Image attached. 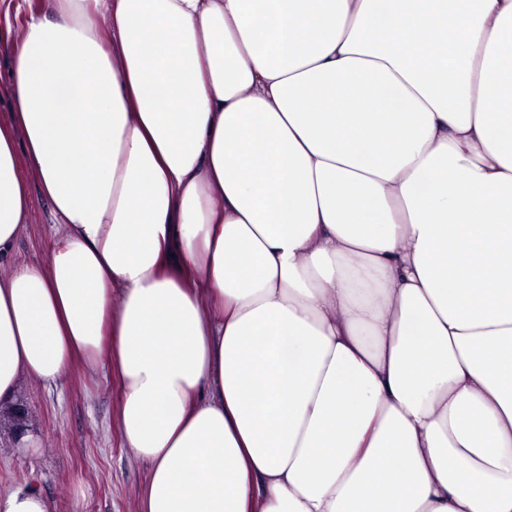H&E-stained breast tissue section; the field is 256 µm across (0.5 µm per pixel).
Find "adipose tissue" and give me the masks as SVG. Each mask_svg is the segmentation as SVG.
Segmentation results:
<instances>
[{
  "label": "adipose tissue",
  "instance_id": "adipose-tissue-1",
  "mask_svg": "<svg viewBox=\"0 0 512 512\" xmlns=\"http://www.w3.org/2000/svg\"><path fill=\"white\" fill-rule=\"evenodd\" d=\"M8 90L0 409L107 361L140 512H512V0H50ZM30 187L33 202L28 222L17 240L13 258L0 263V278L10 273L13 259L47 264L48 248L55 228L54 219L50 205L40 196L33 179L30 180Z\"/></svg>",
  "mask_w": 512,
  "mask_h": 512
}]
</instances>
